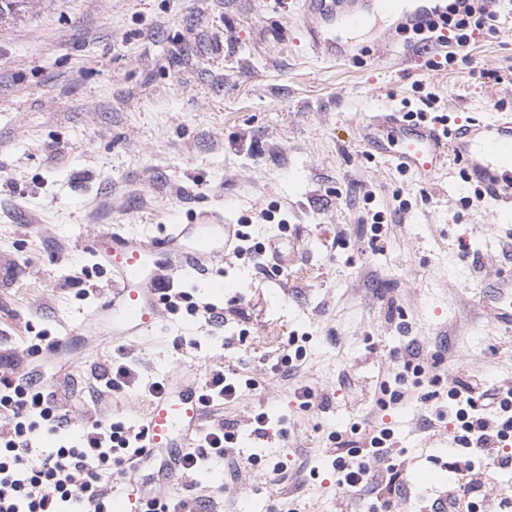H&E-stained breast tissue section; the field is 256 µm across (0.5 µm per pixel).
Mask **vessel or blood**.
I'll return each instance as SVG.
<instances>
[{
  "instance_id": "1",
  "label": "vessel or blood",
  "mask_w": 512,
  "mask_h": 512,
  "mask_svg": "<svg viewBox=\"0 0 512 512\" xmlns=\"http://www.w3.org/2000/svg\"><path fill=\"white\" fill-rule=\"evenodd\" d=\"M314 57L325 63L352 59L358 36L376 15L398 24L424 26L443 10L441 0H296ZM366 145L390 157L399 167L433 179L449 161L463 165L490 200L512 202V119L473 121L448 134L425 124L407 122L397 112H376L364 123ZM236 235L231 224L202 221L169 225L166 234L149 241L112 232L96 254L110 268V293L104 303L112 311V340L119 343L151 333L162 305L165 271L192 278L204 271L218 246ZM488 314L493 324L512 326V278L496 277ZM212 417L195 386L172 378L165 391L149 402L144 445L166 449L163 473L173 481L183 473L186 453Z\"/></svg>"
}]
</instances>
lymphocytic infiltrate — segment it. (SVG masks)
<instances>
[{
    "instance_id": "obj_1",
    "label": "lymphocytic infiltrate",
    "mask_w": 512,
    "mask_h": 512,
    "mask_svg": "<svg viewBox=\"0 0 512 512\" xmlns=\"http://www.w3.org/2000/svg\"><path fill=\"white\" fill-rule=\"evenodd\" d=\"M494 16L485 0H449L447 13L426 28H414L419 42L467 44L493 33ZM66 415L54 392L39 379L0 378V512H112V468L144 462V431L123 421L86 422L79 444L40 445L54 437ZM448 422L465 448L453 469L460 480L453 494L457 512H474L481 496V470H512V388H484L478 380H458L448 393ZM227 426L204 430L187 456V474L224 458L232 475L252 469L256 457L229 456ZM390 432L366 435L365 447L337 441L332 469L339 488L375 496L383 512L403 491L400 472L390 457ZM378 469H371V462Z\"/></svg>"
}]
</instances>
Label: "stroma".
Masks as SVG:
<instances>
[{
    "mask_svg": "<svg viewBox=\"0 0 512 512\" xmlns=\"http://www.w3.org/2000/svg\"><path fill=\"white\" fill-rule=\"evenodd\" d=\"M428 92L452 124L512 117V13L465 46L403 41L393 60L329 66L282 0H36L0 26V374L53 371L74 435L140 420L151 382L200 387L230 368L254 382L212 417L230 424L231 455L266 468L300 450L308 467L272 485L216 463L170 496L205 512H376L325 466L335 438L384 422L404 484L392 510L427 512L428 477L463 452L440 420L448 390L468 374L512 386V332L487 320L474 269L487 256L512 275V210L476 199L456 162L427 183L361 143L367 116L419 111ZM202 220L276 247L219 254L207 273L224 292L181 281L223 325L165 308L152 335L118 344L108 320L88 325L111 279L96 236ZM40 336L64 343L35 358ZM412 347L440 360L438 396L405 368ZM119 364L134 377L106 389ZM385 380L408 394L388 416Z\"/></svg>",
    "mask_w": 512,
    "mask_h": 512,
    "instance_id": "obj_1",
    "label": "stroma"
}]
</instances>
